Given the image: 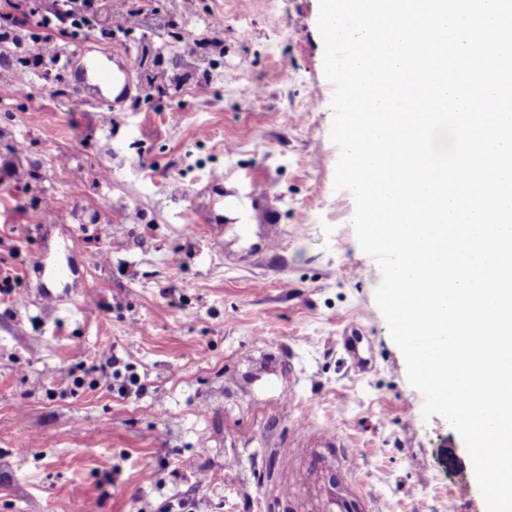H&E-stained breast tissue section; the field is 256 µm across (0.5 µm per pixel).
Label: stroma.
<instances>
[{
    "label": "stroma",
    "instance_id": "1",
    "mask_svg": "<svg viewBox=\"0 0 512 512\" xmlns=\"http://www.w3.org/2000/svg\"><path fill=\"white\" fill-rule=\"evenodd\" d=\"M112 4L133 34L81 47L128 65L119 105L0 66V512H266L281 484L288 512H321L307 480L335 458L314 442L283 466L264 445L303 416L352 444L366 512H485L334 188L320 0ZM175 15L193 41L170 38ZM219 171L266 176L276 250L236 239L247 204L214 237ZM111 356L140 393L113 392Z\"/></svg>",
    "mask_w": 512,
    "mask_h": 512
}]
</instances>
